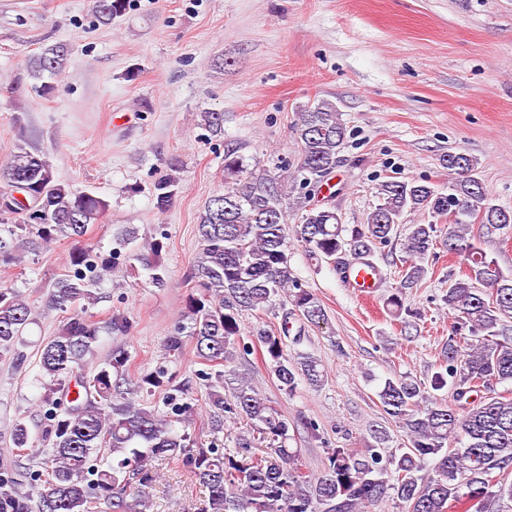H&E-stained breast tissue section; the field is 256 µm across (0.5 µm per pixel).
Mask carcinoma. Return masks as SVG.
<instances>
[{
    "label": "carcinoma",
    "instance_id": "cac0c4a2",
    "mask_svg": "<svg viewBox=\"0 0 512 512\" xmlns=\"http://www.w3.org/2000/svg\"><path fill=\"white\" fill-rule=\"evenodd\" d=\"M128 0H92V13L102 25L122 16ZM69 47L55 44L29 59L28 77L43 94L53 90L51 80L65 66ZM202 125L217 138L224 136V113L204 112ZM292 133L299 145L297 172L314 188L336 168L347 129L336 105L325 99L297 112ZM442 167L463 176L441 190L416 180L389 179L379 184L378 203L362 224H344L336 210L311 207L292 232L285 229L284 179L247 169L234 150L224 153V192L211 196L197 215L199 252L190 278L195 292L186 300L189 326L164 339L170 356L192 344L197 357L210 363L206 381L211 405L205 444L174 422L186 423L193 413L190 388L170 385L163 369L130 375V355L111 351L94 361L99 327L87 316L88 306L103 299L101 280L125 258L140 263L152 281L163 287L166 271L158 261L167 243L155 239L148 254L122 250L135 242L137 228L128 227L104 251L80 244L88 226L109 210V202L88 191L59 181L51 165L20 147L10 154L0 173L8 187L0 196L27 184V195L42 216L28 223L25 207L0 211V264L15 262L20 251H37L64 236L77 242L68 254L67 274L48 293L44 310L69 313L61 331L39 347V377L45 392L41 439L47 447L28 453L34 441L22 419L9 427L11 460L0 464V512H147L149 488L158 478V458L182 461L196 482L208 491L203 512H367L386 498L404 503L408 512H451L466 502L465 512H500V503L512 502V398L495 386L512 383V337L504 320L512 318V273L503 272L469 234L481 224L487 235L506 234L512 213L494 204L475 176L478 161L465 152L439 158ZM170 173L153 184L155 207L163 212L180 190V161L171 159ZM429 215L425 224H408L396 292L387 298L391 314L405 311L406 290L415 288L427 272L426 264L443 247L463 260L467 273L448 278L444 296L456 312L442 345V363L425 382L409 376L389 378L378 392L385 413L405 430L409 442L400 454L368 448L362 454L333 448L323 469L302 470L298 449L288 447L289 429L314 432L317 424L305 418L289 425L267 397L246 381L224 399V364L250 352L240 340V314L275 304L282 310V334L259 332L278 389L292 395L305 383L320 387L325 374L309 354L288 356L282 336L288 319L318 326L328 322L327 310L293 276L288 261L296 241L316 263H327L340 273L355 262L376 266L375 255L397 237L404 216ZM34 310L19 291L0 285V357L11 356L18 367L26 358L18 344ZM165 394L168 415L138 398L141 391ZM451 393L452 400L437 393ZM234 418L257 433L240 434L234 447L220 448L225 417ZM465 439L448 447L453 436ZM435 460L430 473L427 459Z\"/></svg>",
    "mask_w": 512,
    "mask_h": 512
}]
</instances>
